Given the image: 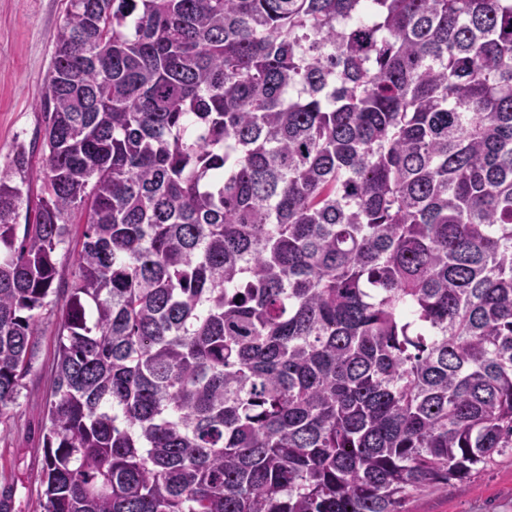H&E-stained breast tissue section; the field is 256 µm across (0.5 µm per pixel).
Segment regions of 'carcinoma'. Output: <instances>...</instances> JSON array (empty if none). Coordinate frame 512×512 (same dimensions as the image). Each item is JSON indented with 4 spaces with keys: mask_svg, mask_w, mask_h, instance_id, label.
Returning <instances> with one entry per match:
<instances>
[{
    "mask_svg": "<svg viewBox=\"0 0 512 512\" xmlns=\"http://www.w3.org/2000/svg\"><path fill=\"white\" fill-rule=\"evenodd\" d=\"M38 107L0 419L85 226L38 512H404L512 456V0H69ZM77 228L73 229V240L68 249H61L57 252L55 259L58 269V277L54 282V287L58 284L67 286L72 280L73 273L75 271V256L74 252L77 250V241H80L83 225L79 224Z\"/></svg>",
    "mask_w": 512,
    "mask_h": 512,
    "instance_id": "cac0c4a2",
    "label": "carcinoma"
}]
</instances>
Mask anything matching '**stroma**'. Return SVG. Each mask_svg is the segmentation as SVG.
Wrapping results in <instances>:
<instances>
[{"instance_id": "stroma-1", "label": "stroma", "mask_w": 512, "mask_h": 512, "mask_svg": "<svg viewBox=\"0 0 512 512\" xmlns=\"http://www.w3.org/2000/svg\"><path fill=\"white\" fill-rule=\"evenodd\" d=\"M68 0H0V169L44 127L36 104L48 89L54 34ZM61 314L38 327L25 387L0 421V500L7 512H36L42 491L47 404ZM408 512H512V457L477 473L460 492L416 494Z\"/></svg>"}]
</instances>
